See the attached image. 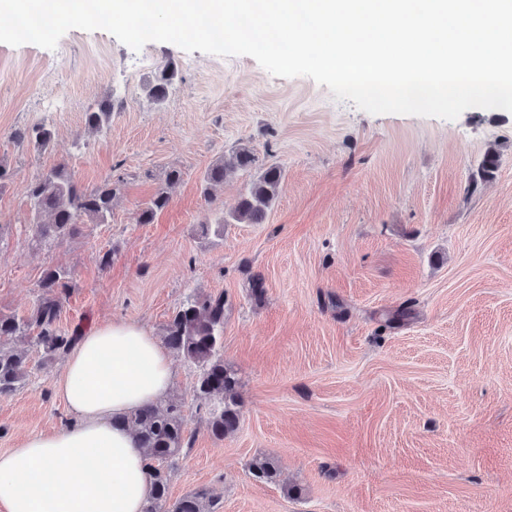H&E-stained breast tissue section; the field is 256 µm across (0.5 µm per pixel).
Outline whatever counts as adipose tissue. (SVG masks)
<instances>
[{"label":"adipose tissue","mask_w":512,"mask_h":512,"mask_svg":"<svg viewBox=\"0 0 512 512\" xmlns=\"http://www.w3.org/2000/svg\"><path fill=\"white\" fill-rule=\"evenodd\" d=\"M172 379L168 352L140 324L82 333L55 381L71 420L0 453V512H143V451L112 420L163 398Z\"/></svg>","instance_id":"obj_1"}]
</instances>
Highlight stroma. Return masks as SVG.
Segmentation results:
<instances>
[{
  "label": "stroma",
  "instance_id": "stroma-1",
  "mask_svg": "<svg viewBox=\"0 0 512 512\" xmlns=\"http://www.w3.org/2000/svg\"><path fill=\"white\" fill-rule=\"evenodd\" d=\"M166 67L177 75L157 104L148 86ZM106 99L108 125L89 131ZM41 124L44 150L27 136ZM243 147L257 166L204 198L205 170ZM492 147L497 170L479 179ZM60 164L119 191L106 223L39 246L26 188ZM272 164L283 189L265 223L203 233ZM0 165V312L27 314L49 267L70 274L65 331L127 320L159 338L189 295L227 297L239 427L210 435L199 370L173 357L190 446L168 463L171 499L207 487L219 512H512V113L373 115L249 56L136 52L72 29L53 50L0 43ZM173 168L168 205L139 223ZM26 352L25 387L0 399V453L69 420L62 361ZM263 457L277 482L252 476Z\"/></svg>",
  "mask_w": 512,
  "mask_h": 512
}]
</instances>
